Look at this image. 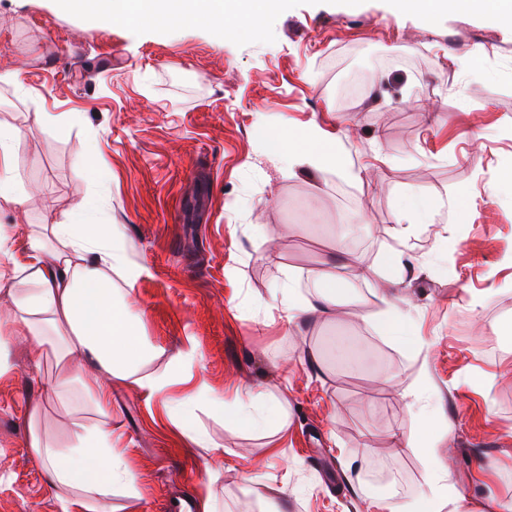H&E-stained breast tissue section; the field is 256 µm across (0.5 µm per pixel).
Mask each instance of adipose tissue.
I'll list each match as a JSON object with an SVG mask.
<instances>
[{
	"label": "adipose tissue",
	"instance_id": "obj_1",
	"mask_svg": "<svg viewBox=\"0 0 512 512\" xmlns=\"http://www.w3.org/2000/svg\"><path fill=\"white\" fill-rule=\"evenodd\" d=\"M66 11L92 19L144 21L159 27L193 21L232 37L258 24L277 10L282 0H60ZM393 11L432 18L441 13L485 10L498 26L512 31V0H393ZM30 126H0V208L23 215L29 196L20 189L13 172L15 144L32 134ZM264 150L276 156L285 175L297 171L342 172L352 181L369 178L368 164L351 166L341 150L335 126L309 122L261 137ZM441 200L429 196H403L391 236L396 243L384 260L386 271L381 300L385 308L379 327L383 336L414 345L420 338L413 332L409 311L389 297V286L404 275L403 255L409 240L429 226L442 208ZM90 207L73 205L67 221L52 224L29 237L24 259L15 258L11 236L0 230V292L9 293L12 308L0 316V376L10 368L5 358L19 341H26L36 367H49L43 379L48 401L67 407L91 410V421H74L71 444L60 447L47 431L43 407L27 416L25 445L42 471L47 484L63 494L64 512H110L112 496L121 493L138 497L136 475L119 448L112 431V386L121 382L150 397L166 393L176 374L191 367L197 358L194 345L174 355L171 370L145 372L144 367L161 356L144 333L142 313L133 309L142 268L128 258L118 225L89 220ZM334 255H326L313 274L316 292L306 296L296 273L281 285L278 305L286 324L304 319L322 323L336 318V296L341 281L335 274ZM23 291H15V284ZM199 396L208 400L210 412L228 423L277 434L283 419H271L268 406H281L280 398L267 402L224 400L210 395L207 384H199ZM430 427H423L421 440H406L402 446L426 458V477L433 493L421 497L409 512H441L450 496L441 480L447 464L430 448Z\"/></svg>",
	"mask_w": 512,
	"mask_h": 512
}]
</instances>
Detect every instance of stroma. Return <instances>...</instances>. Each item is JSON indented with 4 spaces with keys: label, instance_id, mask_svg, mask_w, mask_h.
<instances>
[{
    "label": "stroma",
    "instance_id": "obj_1",
    "mask_svg": "<svg viewBox=\"0 0 512 512\" xmlns=\"http://www.w3.org/2000/svg\"><path fill=\"white\" fill-rule=\"evenodd\" d=\"M478 49L474 65L453 54ZM335 117L354 162L370 148L375 176H285L264 153L257 118ZM35 126L14 149L15 175L36 201L23 226L10 210L16 257L29 225L58 224L87 201L98 223L121 225L148 338L164 348L150 371L194 337L198 359L175 395L197 380L224 398L288 389V422L270 437L194 412L224 456L186 452L164 397L112 388V428L137 473L123 512H159L163 500L214 494V512H260L248 485L287 488L286 512H380L429 491L410 404L422 375L444 412L432 446L464 512H512V205L499 203L512 169V33L479 12L433 23L394 16L390 0H287L261 29L224 38L188 22L164 30L91 20L57 0H0V125ZM99 167H85L88 149ZM443 206L411 238L395 290L426 341L398 345L378 328L381 303L360 269L381 273L403 195ZM472 207L453 223L452 198ZM276 240L278 262L268 259ZM343 312L332 324L284 326L264 307L292 268L310 286L332 245ZM480 306H473V296ZM0 377V512H61L24 444L27 414L43 404L42 375L25 347ZM393 372L398 391L380 378ZM219 475L209 483L208 471Z\"/></svg>",
    "mask_w": 512,
    "mask_h": 512
}]
</instances>
